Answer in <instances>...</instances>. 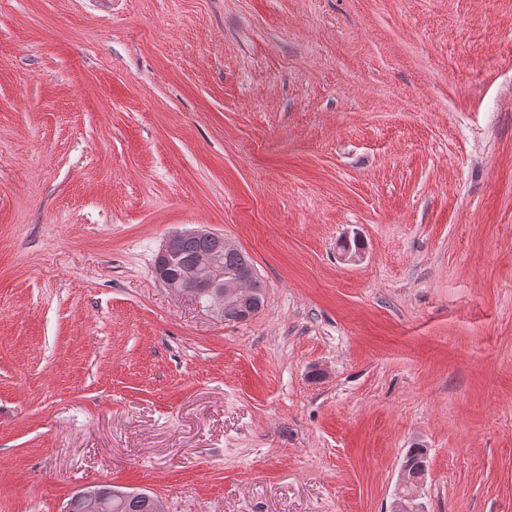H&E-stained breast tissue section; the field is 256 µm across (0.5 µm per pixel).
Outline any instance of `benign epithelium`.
I'll return each mask as SVG.
<instances>
[{
  "instance_id": "obj_1",
  "label": "benign epithelium",
  "mask_w": 512,
  "mask_h": 512,
  "mask_svg": "<svg viewBox=\"0 0 512 512\" xmlns=\"http://www.w3.org/2000/svg\"><path fill=\"white\" fill-rule=\"evenodd\" d=\"M186 238H204L211 242L212 248L195 258L189 264L177 262L176 245ZM238 251V248L221 234L205 228L176 232L169 235L157 253L152 274L155 279L178 296H190L206 307L218 318H224V299L231 298L245 306L243 320L254 317L262 309V303L246 288L255 269L252 266L231 275L224 272V252ZM131 500L139 496V491H117L113 495L103 496L95 486L80 488L67 501L64 512H70L74 503H89L98 512L112 508V497ZM419 489L412 487L408 478V468H403L395 497L389 512H423Z\"/></svg>"
}]
</instances>
